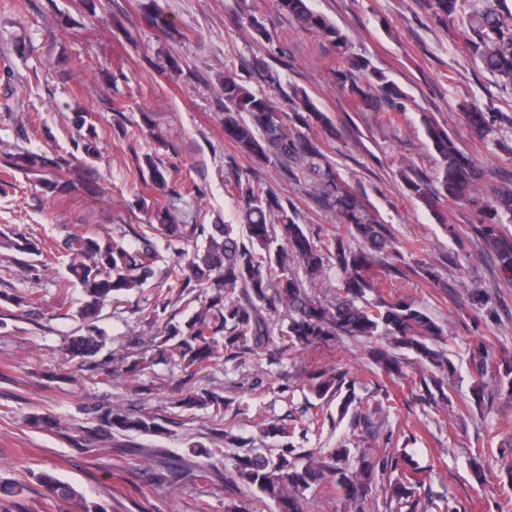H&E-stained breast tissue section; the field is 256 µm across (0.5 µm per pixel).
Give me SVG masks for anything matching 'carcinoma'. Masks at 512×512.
<instances>
[{
  "instance_id": "carcinoma-1",
  "label": "carcinoma",
  "mask_w": 512,
  "mask_h": 512,
  "mask_svg": "<svg viewBox=\"0 0 512 512\" xmlns=\"http://www.w3.org/2000/svg\"><path fill=\"white\" fill-rule=\"evenodd\" d=\"M280 13L294 19L299 27L327 42L336 51L339 62L336 80L343 93L355 105L371 112L405 111V91L370 64L349 53L345 34L326 16L313 11L309 0H277ZM435 18L447 26L448 34L461 50L478 62L495 79L496 87L512 90V9H502L489 0H433ZM0 78L8 87L3 110L21 112L24 107V83L8 57L0 58ZM224 94V135L239 154L248 158L274 160L289 174L301 173L321 205L338 224L349 225L353 246L338 235L322 247L310 238L302 225L288 215L274 187L270 184L249 185L241 192L239 203L241 225L177 224L169 208L161 203L151 212L153 223L148 228L160 232L176 259L166 270V278L184 289L208 284L215 290L209 301L182 322H167L159 355L178 356L185 368L196 374L210 362L226 353L234 357L243 351L255 352L271 341L270 318L282 311L287 323L278 330L282 350L290 346H309L337 336L352 338L382 337L388 346L373 350L374 364L392 377H402L398 349L415 355L417 362L429 368L431 375L421 378L428 396L445 395L444 386L452 364L431 342L444 335V329L428 315L404 300L381 301L376 305H359L366 293L377 288L373 270L383 267L403 274L399 266L402 253L392 246L393 233L381 223L369 206L336 173L317 142L306 130L325 120L324 113L303 90L288 96L289 116L271 97L258 95L240 83L231 73H224L220 83ZM464 122L471 134L480 140L495 139L508 126L512 117L501 110H487L476 104L464 107ZM425 133L439 156L431 179L420 176L406 178L413 196L430 208L440 198L468 200L475 198L476 188L484 172L456 144L442 127L426 119ZM3 165L22 171L53 193H67L75 187L71 179V163L65 157L50 158L29 150L9 155ZM149 181L156 187L167 186V172L156 161L144 159ZM483 219L474 226L475 233L494 250L506 280L512 279V234L502 225L512 223V183L494 190L489 202L480 207ZM278 215L279 223H271ZM206 236L203 252L186 256L176 243ZM60 248L71 256L70 277L58 283L65 290L81 286L85 301L80 309L85 334L74 337L65 350L71 358L84 363L94 358L106 345L105 336L95 326V319L112 295L139 287L154 273L159 255L154 243L144 232L134 240L111 238L102 240L76 229L68 232ZM332 259L341 277L343 298L324 304L306 291L304 284L288 272L291 263L299 262L311 278L319 277L324 260ZM475 372L476 399L484 397L481 384L490 369V352L483 340L471 348ZM309 387L320 398L336 401L339 417L353 413V425L367 429L382 428L385 417L379 410H361L354 406L356 396L346 374L319 369L310 372ZM185 405L194 408H220L224 396L212 390L190 392ZM97 426L86 431L81 441L92 443L112 437V431L136 432L142 435L163 433L165 427L149 413L130 415L112 407L93 411ZM261 433L277 443L275 451H250L238 458L236 477L250 489L270 499L278 512H303L305 492L312 488H339L355 512H366V503L376 477L391 476L399 466L390 448H374L356 457L342 441L323 455L321 449L298 452L289 442L293 432L284 425L261 423ZM45 490L52 507L72 501L77 495L69 484L42 471L35 475ZM390 501L397 508L414 512L418 507L416 487L408 480L389 481Z\"/></svg>"
}]
</instances>
